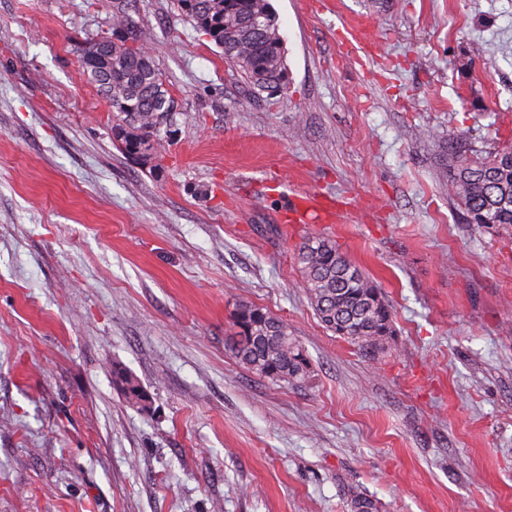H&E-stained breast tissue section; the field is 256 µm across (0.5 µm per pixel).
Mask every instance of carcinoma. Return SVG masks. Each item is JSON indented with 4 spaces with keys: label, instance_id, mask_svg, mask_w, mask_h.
Here are the masks:
<instances>
[{
    "label": "carcinoma",
    "instance_id": "obj_1",
    "mask_svg": "<svg viewBox=\"0 0 512 512\" xmlns=\"http://www.w3.org/2000/svg\"><path fill=\"white\" fill-rule=\"evenodd\" d=\"M176 2L180 15L222 50L224 61L244 84L259 92L275 91L285 57L265 34L268 0ZM133 8V0H114L113 24L124 37L114 43L100 40L106 62L85 55L81 68L112 101V132L120 134L125 152L139 156L162 145V126L177 108L154 57L137 44ZM448 171V190L463 206L467 223L512 235V149L475 158L453 150L448 153ZM297 263L321 325L368 360H377L394 335L393 308L381 288L327 237L305 240ZM233 325L237 332L231 349L239 363L273 383L305 384L309 361L287 322L261 306L240 302ZM115 382L128 400L148 401L147 392L128 372L115 371Z\"/></svg>",
    "mask_w": 512,
    "mask_h": 512
}]
</instances>
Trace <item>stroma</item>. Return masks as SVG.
<instances>
[{
	"mask_svg": "<svg viewBox=\"0 0 512 512\" xmlns=\"http://www.w3.org/2000/svg\"><path fill=\"white\" fill-rule=\"evenodd\" d=\"M269 3L274 96L174 0H135L177 105L143 158L81 68L112 0H0V512H512V241L466 223L442 163L456 137L512 148V0ZM296 194L341 222H288ZM312 236L392 304L380 363L316 318ZM242 301L288 322L307 384L236 360ZM114 375L116 384L121 388L128 400L139 404L148 401L147 392L133 375L124 370H117Z\"/></svg>",
	"mask_w": 512,
	"mask_h": 512,
	"instance_id": "35a3bbf8",
	"label": "stroma"
}]
</instances>
